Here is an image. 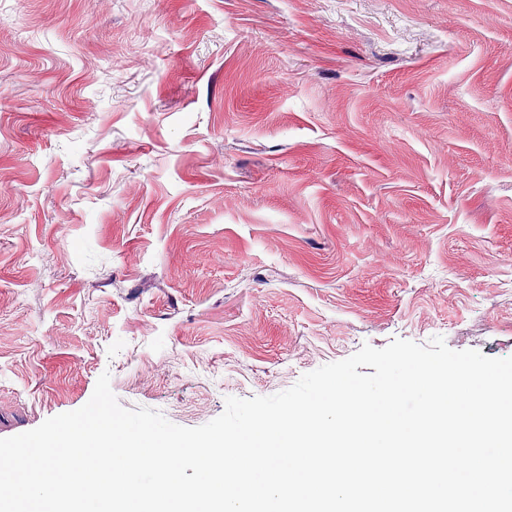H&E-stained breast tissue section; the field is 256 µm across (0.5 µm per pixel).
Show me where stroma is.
<instances>
[{"label": "stroma", "instance_id": "1", "mask_svg": "<svg viewBox=\"0 0 512 512\" xmlns=\"http://www.w3.org/2000/svg\"><path fill=\"white\" fill-rule=\"evenodd\" d=\"M436 336L512 356V0H0V438Z\"/></svg>", "mask_w": 512, "mask_h": 512}]
</instances>
